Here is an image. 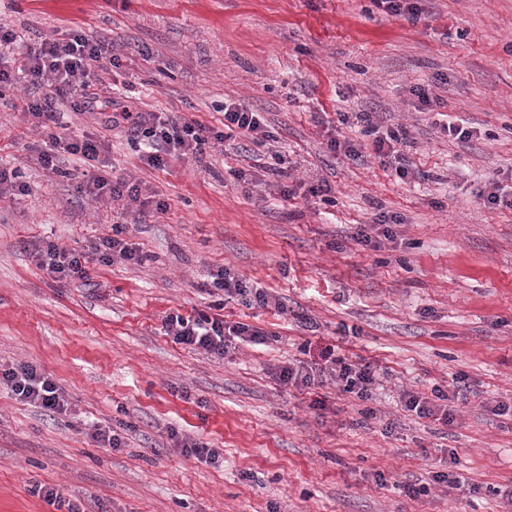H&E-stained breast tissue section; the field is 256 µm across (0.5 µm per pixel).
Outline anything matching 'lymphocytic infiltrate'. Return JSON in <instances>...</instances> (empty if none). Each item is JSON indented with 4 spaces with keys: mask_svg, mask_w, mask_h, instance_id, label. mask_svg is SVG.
Segmentation results:
<instances>
[{
    "mask_svg": "<svg viewBox=\"0 0 512 512\" xmlns=\"http://www.w3.org/2000/svg\"><path fill=\"white\" fill-rule=\"evenodd\" d=\"M104 60L115 68L120 65L119 56L112 51L111 41L92 39L82 31L72 29L26 46L20 52L15 67L0 65V87L20 80L25 82L28 97L23 112L31 124L41 128L47 137L44 149L38 154V161L44 168L57 170L58 154L66 152L82 160L87 168L86 179L81 186L83 192L115 201L126 198L136 202L142 192L140 182L125 178L112 180L101 173L97 161L105 142L100 136L85 133L79 137H62L55 132L59 104L68 103L72 111L82 113L97 107L99 98L93 88L100 79L94 65ZM352 118L373 135L376 155L392 160L399 179L415 178L416 173L407 158L395 148L400 141L398 133L381 131L371 112H356ZM108 122L112 127L126 129L133 141L142 145L145 163L155 169L165 168L172 156L204 154L212 142L224 141L233 132L244 135L256 145L271 138L260 113L234 101L224 105V127L220 130L166 112L133 111L126 106L113 112ZM122 232L120 225H113L111 236L91 243L85 252L47 242L37 254L39 265L54 279L86 283L90 280L87 269L90 259L106 264L117 260L140 262L141 254L123 238ZM210 279L215 291L241 297L246 305H271L279 311L284 308L281 301L270 300L264 289L239 279L230 270H217L211 273ZM162 328L174 342L219 357L228 353L234 339L261 344L268 336L262 328L239 322L229 325L223 316L204 312L195 316L170 313L163 318ZM327 362L328 373L344 392L363 402L373 399L377 373L371 364L352 362L340 356L328 357ZM2 386L18 398L38 404L49 414H60L65 410L66 402L53 377L31 363L21 362L0 368Z\"/></svg>",
    "mask_w": 512,
    "mask_h": 512,
    "instance_id": "f902f5d3",
    "label": "lymphocytic infiltrate"
}]
</instances>
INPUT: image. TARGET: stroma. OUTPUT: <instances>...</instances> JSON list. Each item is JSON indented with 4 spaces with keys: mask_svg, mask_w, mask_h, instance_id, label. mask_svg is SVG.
<instances>
[{
    "mask_svg": "<svg viewBox=\"0 0 512 512\" xmlns=\"http://www.w3.org/2000/svg\"><path fill=\"white\" fill-rule=\"evenodd\" d=\"M413 3L414 21L374 0H0V26L21 44L65 29L111 40L121 65L104 76L101 110L65 111L59 132L106 133L105 175L163 205L142 218L138 203L91 198L67 154L59 172L43 169L24 83L0 89V166L29 187L0 201V366L37 365L67 403L52 418L0 388V512H58L31 494L37 483L82 512H505L512 208L489 195L512 185V0ZM440 78V104L422 109L413 87ZM228 101L260 112L273 144L236 134L159 170L101 125L126 106L220 130ZM360 110L406 132L417 178L399 180L372 136L341 122ZM449 122L471 139L448 136ZM333 139L362 159L329 150ZM317 184L326 198L307 194ZM382 215L399 219L392 237L357 242ZM116 224L142 263L90 261L86 285L38 266L44 242L80 250ZM222 267L287 312L225 300V322L269 337L217 358L175 343L162 320L209 312L204 285ZM330 351L376 367L375 417L330 376L279 381L281 367L318 368ZM460 377L469 391L453 423L405 409L404 393H448ZM96 425L121 446L103 447ZM180 436L223 464L183 455ZM448 471L460 488L435 482Z\"/></svg>",
    "mask_w": 512,
    "mask_h": 512,
    "instance_id": "obj_1",
    "label": "stroma"
}]
</instances>
